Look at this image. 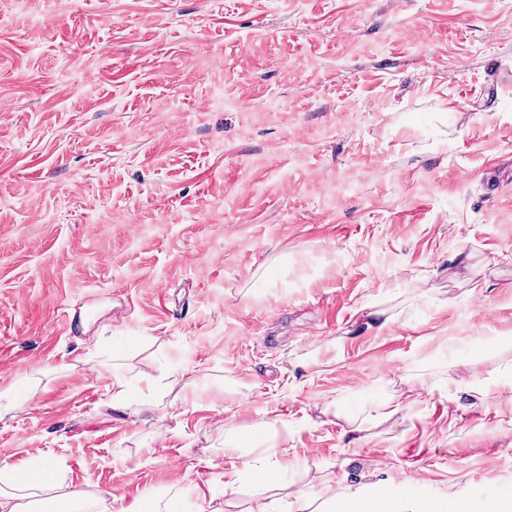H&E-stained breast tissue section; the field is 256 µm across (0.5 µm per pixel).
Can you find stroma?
Here are the masks:
<instances>
[{
	"mask_svg": "<svg viewBox=\"0 0 512 512\" xmlns=\"http://www.w3.org/2000/svg\"><path fill=\"white\" fill-rule=\"evenodd\" d=\"M507 70L512 0H0V466L511 499Z\"/></svg>",
	"mask_w": 512,
	"mask_h": 512,
	"instance_id": "obj_1",
	"label": "stroma"
}]
</instances>
